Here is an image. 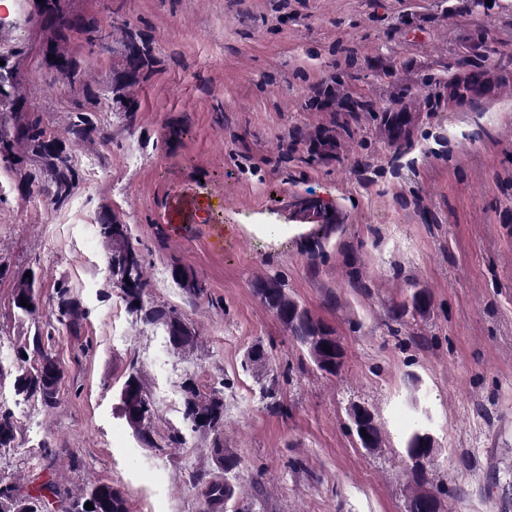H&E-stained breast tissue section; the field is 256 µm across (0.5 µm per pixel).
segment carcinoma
Returning a JSON list of instances; mask_svg holds the SVG:
<instances>
[{"mask_svg":"<svg viewBox=\"0 0 512 512\" xmlns=\"http://www.w3.org/2000/svg\"><path fill=\"white\" fill-rule=\"evenodd\" d=\"M41 12L55 28V36L45 44L51 60L57 64L56 71L71 85L84 84L85 71L66 53L62 42L67 38V31L77 27L88 37L102 32L110 37L108 27L95 20H71L62 13L59 0H41ZM152 57L148 45L129 29L126 31L124 42V74L112 79L113 100L125 112H136L138 102L128 96L126 89L137 82V77L149 68ZM464 75V91L462 102H472L470 90L493 83V77L488 69L483 68L476 59L465 56L456 63V69L448 71V79L429 81L424 84L427 88L425 98L440 96V90L456 82L458 74ZM346 75L336 72L327 84L314 87L308 98L312 107H321L341 115H353L359 112L382 113L381 124L387 132L390 147L401 149L399 140L408 135L414 123V116L407 106L406 98L411 96L407 87H402L395 95L391 106L379 107L376 102L365 96H354L345 91ZM24 107L23 100L16 95V84L13 71L7 65H0V108H8L12 113H0V160L19 175V184L26 189L27 194L45 197L50 205H60L69 200L79 189L80 180L75 167L72 147L92 141L96 138H107L104 128L98 126L90 112H76L70 117L62 133H57L43 126L38 119L29 120L17 113ZM348 132L347 124L332 123L328 127L318 129L307 135L309 153L314 159L327 156L336 151L338 137ZM32 156L40 162V174L36 175L24 169L25 158ZM101 224L112 227V232L102 234L108 246L107 264L114 279L129 273L133 281L130 288H119L120 297L127 310L136 319L146 325H161L164 330L174 332L185 338L186 344L191 345L197 339V333L184 319L163 305L149 301L151 284L146 276L145 262L140 250L131 239L130 225L118 217L105 213L100 218ZM171 278L177 287L192 301L204 298L206 288L196 273L181 264L171 266ZM264 307L270 311L283 325L288 335L301 348L305 349L315 366L326 373L336 374L342 361L336 359V352L326 353L317 347V337L332 336L334 332L322 322L312 317L310 312L301 306L288 294L285 284L277 278L262 281L255 289ZM31 296L34 302L27 308L20 305V299ZM432 296L428 290L412 292L410 298L396 306L394 313L403 317L411 311L425 316L432 309ZM14 306L23 316H34L42 308L41 299L36 297V282L28 281L24 276L17 278L14 290ZM57 312L60 321L68 323L74 330L79 329L85 317L80 304L68 296V289L58 286ZM47 344L42 334L37 333L32 340L18 351V372L13 382L14 394L25 400L33 399L46 409H53L58 399L44 398L43 383L28 375L27 363L45 354ZM133 390L140 396L141 404L147 413L144 435L152 440L153 405L144 389L140 374L136 370L128 372L121 387V392ZM200 396L197 391L184 394L182 418L191 430L199 429L214 436L211 454L217 463L224 467V480L211 481L204 485L202 497L208 502V512H255L258 499H246L237 484L238 457L224 447L220 436L224 432V399L218 391L207 395L211 402V415L207 425L200 427L196 424L197 403ZM18 431L17 421L11 412L0 409V448L13 447ZM432 450L429 430L424 425L413 429L405 441V458L407 470L411 475L414 491L410 499V512H432L431 504L437 502L434 491L428 488L435 464L412 466L414 458L428 455ZM97 495L101 500V512H127L126 500L121 492L112 484L99 481L85 489L77 496L71 497L63 492L58 485L47 480L35 488L33 494H21L9 485L0 486V503L11 505L12 512H48L46 501L50 498L59 503L58 512H86L85 504L91 495Z\"/></svg>","mask_w":512,"mask_h":512,"instance_id":"carcinoma-1","label":"carcinoma"}]
</instances>
